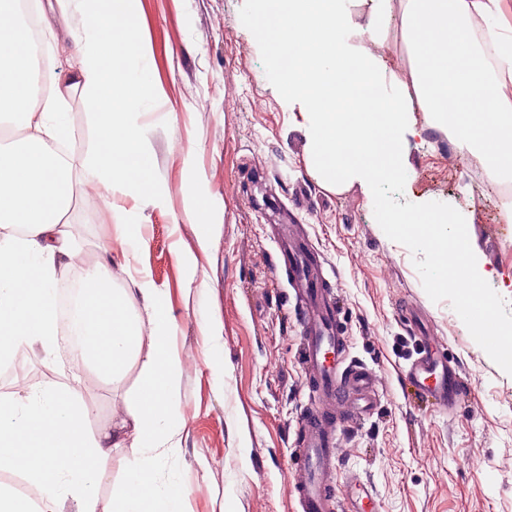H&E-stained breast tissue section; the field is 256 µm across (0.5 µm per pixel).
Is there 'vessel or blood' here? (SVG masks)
I'll return each mask as SVG.
<instances>
[{
    "label": "vessel or blood",
    "mask_w": 512,
    "mask_h": 512,
    "mask_svg": "<svg viewBox=\"0 0 512 512\" xmlns=\"http://www.w3.org/2000/svg\"><path fill=\"white\" fill-rule=\"evenodd\" d=\"M282 254L288 259V271L294 284L305 295L302 318L303 347L301 361L316 381L317 401L298 427L301 442L295 450L304 472L294 490L302 512H330L331 502L325 478L336 457L332 425L322 407L321 398H334L351 392L356 413L369 414L379 386L376 373L366 365L348 361L346 347L336 324L334 309L325 296L323 286L311 278L312 253L296 240H289ZM415 390L431 395L441 406H448L461 389L460 375L448 367L435 352L422 350L405 373ZM346 512H376L373 490L354 481L343 496Z\"/></svg>",
    "instance_id": "obj_1"
}]
</instances>
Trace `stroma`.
<instances>
[{"instance_id": "1", "label": "stroma", "mask_w": 512, "mask_h": 512, "mask_svg": "<svg viewBox=\"0 0 512 512\" xmlns=\"http://www.w3.org/2000/svg\"><path fill=\"white\" fill-rule=\"evenodd\" d=\"M254 0H142L141 29L162 97L147 109L148 147L165 206L129 194L111 207L137 217L142 242L132 268L167 292L178 328L174 346L191 357L180 384L189 421L180 451L165 462L186 493L187 512H301L291 485L300 472L293 448L315 386L300 362V298L287 271L272 275L284 225L318 254L317 276L337 301L349 357L375 370L376 409L338 433L331 494L367 481L380 512H512V375L486 355L462 321L452 290H435V240L389 229L355 193L320 186L305 165L278 74L255 37ZM452 143L428 130L410 140L416 174L383 183L400 210L423 202L470 212L486 287L512 318V223L496 219L486 184L449 176ZM221 202L209 248L197 241L193 191ZM79 198L70 232L80 263L97 260L111 235L108 212ZM192 256L194 273L178 262ZM221 328L209 345L200 324ZM459 369L464 390L441 408L401 380L425 344ZM65 382L76 368L68 345L55 364L30 357L0 366V389L29 372ZM123 386L84 377L90 428L109 422Z\"/></svg>"}]
</instances>
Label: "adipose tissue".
<instances>
[{"mask_svg":"<svg viewBox=\"0 0 512 512\" xmlns=\"http://www.w3.org/2000/svg\"><path fill=\"white\" fill-rule=\"evenodd\" d=\"M20 4L0 0V129L19 132L0 143V363L29 353L56 362L62 340L74 336L79 368L113 384L132 367L140 372L111 425L96 432L80 377L1 393L0 471L21 473L32 491L0 484V512H101L102 464L118 448L130 457L112 512H186L178 479L158 481L187 431L165 291L145 272L119 287L128 259L103 244L81 270L67 326L57 306V285L75 256L68 226L84 191L79 166L95 171L104 204L129 193L165 203L145 148L142 109L160 91L138 26L140 0H51L42 23L66 18L74 55L57 64L48 91ZM396 14L410 55L404 77L382 53ZM254 27L272 62L290 59L279 84L304 136L310 175L339 193L358 189L387 223L421 236L444 229L436 264L470 275L458 306L494 308L469 215L426 204L398 215L379 186L413 173L409 139L424 128L448 135L492 181L512 184V22L503 0H257ZM77 90L96 130L82 161L66 148L74 136L68 100Z\"/></svg>","mask_w":512,"mask_h":512,"instance_id":"adipose-tissue-1","label":"adipose tissue"}]
</instances>
